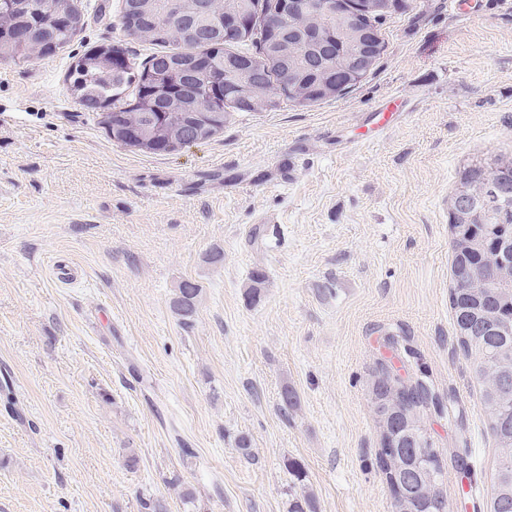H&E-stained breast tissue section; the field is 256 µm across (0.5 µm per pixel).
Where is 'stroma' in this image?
<instances>
[{"label":"stroma","instance_id":"35a3bbf8","mask_svg":"<svg viewBox=\"0 0 512 512\" xmlns=\"http://www.w3.org/2000/svg\"><path fill=\"white\" fill-rule=\"evenodd\" d=\"M77 3L70 48L0 61V512H290L304 491L315 512H392L382 360L430 390L448 512H490L498 450L454 339L449 202L460 169L512 153V0H414L352 91L161 155L72 99L74 55L123 38L119 0ZM394 98L405 113L373 129ZM187 278L188 327L171 308ZM201 293L202 288L189 279L180 281L176 286L172 308L184 324H189L195 317Z\"/></svg>","mask_w":512,"mask_h":512}]
</instances>
